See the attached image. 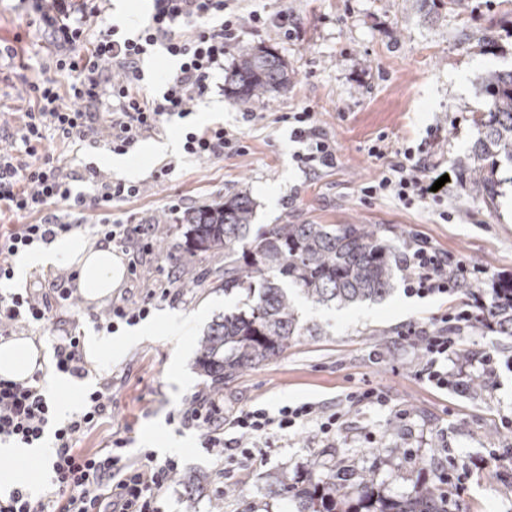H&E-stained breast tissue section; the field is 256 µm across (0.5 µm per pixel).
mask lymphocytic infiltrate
Instances as JSON below:
<instances>
[{
  "mask_svg": "<svg viewBox=\"0 0 512 512\" xmlns=\"http://www.w3.org/2000/svg\"><path fill=\"white\" fill-rule=\"evenodd\" d=\"M33 2L32 23L52 44L54 53L43 66V79L29 87L33 104L23 113L21 123L0 120V202L7 212L32 215L36 221L0 229V281L13 279L12 260L20 252L38 243H52L77 229L87 213L143 192L136 183L107 180L92 166L82 175L73 174L61 156L46 149L47 139L75 149L102 139L113 153L127 154L173 117L192 114L210 92L213 74L223 68L224 51L237 41L242 25L256 32L274 28L286 36L291 33L287 10L273 15L253 11L244 17L234 0H154L150 24L132 37L109 23L106 0ZM92 24L98 28L93 38L88 35ZM157 47L175 59L178 67L165 78L162 93L151 95L143 84L141 62ZM104 101L108 111H90V104ZM279 120L291 124L294 137L307 146L298 156L302 167L316 170L335 165L336 142L318 125L311 108L283 113ZM183 150L188 156L212 161L245 154L248 147L243 137L218 125L188 133ZM78 178L94 186V195L73 192L72 183ZM432 185L407 150L396 153L386 171L366 183L361 192L368 200L390 195L410 205L431 196ZM96 234L102 243L118 249L135 241L145 250L153 248V225L131 218L102 217ZM403 263L408 270L405 292L411 297L455 293L458 277L475 273L424 239L404 254ZM73 280V275H62L22 293L1 294L0 338H11L70 310ZM170 293L167 287L152 289L137 303L113 298L102 321L110 330L121 322L133 323L149 314L154 301ZM481 322L476 303L465 301L438 316L430 327L403 329L400 340L423 355L418 378L440 390L466 389V380L449 375L452 363L462 368L474 363L481 375L493 376L498 364L493 353L473 356L459 343L462 332ZM52 367L77 379L87 376L79 333L71 330L58 337ZM45 377L38 369L24 381L0 378V441L35 448L45 436L53 438L47 493L35 499L26 489H13L7 497H0V512H160L158 502L178 472L175 460H158L151 451L129 456V439L119 431L99 449L88 451L77 445L81 435L111 417V382L86 392L81 411L60 422ZM178 416L184 425L199 431L203 448L233 464L242 457L253 458L258 441L273 443L309 423L315 425L321 440H330L344 414L336 408L325 410L303 403L283 405L274 414L251 407L228 416L223 399L198 393ZM228 428L233 431L229 438L224 435Z\"/></svg>",
  "mask_w": 512,
  "mask_h": 512,
  "instance_id": "obj_1",
  "label": "lymphocytic infiltrate"
}]
</instances>
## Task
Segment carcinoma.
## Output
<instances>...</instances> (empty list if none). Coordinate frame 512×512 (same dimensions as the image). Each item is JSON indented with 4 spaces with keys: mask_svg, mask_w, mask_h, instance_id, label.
<instances>
[{
    "mask_svg": "<svg viewBox=\"0 0 512 512\" xmlns=\"http://www.w3.org/2000/svg\"><path fill=\"white\" fill-rule=\"evenodd\" d=\"M290 83L286 60L262 46L241 49L225 78L228 94L243 102L268 100ZM481 84L488 103L476 120L477 137L452 164L461 180L478 185L492 201L498 160L512 169V68L486 70ZM252 217L253 202L241 192L214 199L180 220L190 256L224 255L218 287L226 295H240L243 305L213 320L199 340V368L216 387L280 356L305 333H317L301 323L296 295L322 305L375 301L407 274L392 261L391 245L364 224H269L251 238ZM482 313L501 335L512 337V279L496 285ZM355 486L352 504L347 479L317 464L304 485L282 491L299 500L298 512H440L437 483L401 501L380 497L368 476Z\"/></svg>",
    "mask_w": 512,
    "mask_h": 512,
    "instance_id": "carcinoma-1",
    "label": "carcinoma"
}]
</instances>
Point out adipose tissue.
<instances>
[{"mask_svg": "<svg viewBox=\"0 0 512 512\" xmlns=\"http://www.w3.org/2000/svg\"><path fill=\"white\" fill-rule=\"evenodd\" d=\"M62 265H70L78 270L77 289L87 303L95 304L111 298L123 286V258L111 248L97 245L82 236L57 237L35 255L23 257L18 263V270L23 273L39 267L48 271ZM154 332V326L150 325L124 336L93 334L84 340V353L90 361L105 356H118L128 346ZM43 363L40 350L28 337L17 336L0 343V376L21 380L30 376Z\"/></svg>", "mask_w": 512, "mask_h": 512, "instance_id": "ef3b65f1", "label": "adipose tissue"}]
</instances>
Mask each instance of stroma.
I'll return each mask as SVG.
<instances>
[{
    "label": "stroma",
    "instance_id": "35a3bbf8",
    "mask_svg": "<svg viewBox=\"0 0 512 512\" xmlns=\"http://www.w3.org/2000/svg\"><path fill=\"white\" fill-rule=\"evenodd\" d=\"M470 3L461 10L449 7L448 0H246L248 11L271 15L287 9L298 31L286 39L273 28L259 34L243 28L238 42L226 48L224 66H234L240 47H269L293 72L287 92L263 103H245L212 91L194 115L173 120L151 139L184 137L203 128V115L213 112L217 124L244 137L247 154L207 162L182 152L172 155L175 171L161 185L151 182L161 158L140 147L127 154L135 181L146 183L147 191L111 208L110 216L131 213L141 223L166 225L168 235L155 239L153 253L135 245L124 251L125 261L137 263L140 279L125 282L123 290L137 302L147 289L169 283L170 297L156 301L149 318L176 314L174 332L183 337L186 351L177 354L168 339L172 331L163 326L122 357L102 358L85 383L94 387L113 378L112 417L83 435L79 445L99 448L121 430L131 439L129 454L135 455L150 446L144 436L151 429V446L164 459L169 442H181L183 451L176 456L181 479L161 499V512H297L292 498L270 490L302 485L316 459L348 475L372 477L389 500L414 495L453 466L468 477L462 489L449 490L448 512H512V454L507 451L512 433L501 427L503 416L512 417V337L493 327L466 331L470 353L488 351L500 363L484 387L456 393L419 380V352L397 337L403 327L427 326L434 315L462 303L461 293L420 299L407 296L399 281L390 296L358 306L299 302L303 319L319 325L321 335L301 337L280 357L239 373L218 390L229 412L253 404L273 413L287 403L334 407L346 393L367 386L389 396L387 407H343L344 425L332 447H324L315 427L306 425L283 438L263 461L246 463L237 480L226 483L218 475L221 461L202 448L199 432L175 416L194 393L215 391L197 367L198 341L216 316L234 310L238 298L209 280L185 284L187 262L212 270L223 266L224 258H190L170 200L188 210L243 191L254 204L256 232L268 224H368L391 244L394 256L420 236L467 265L483 267L480 288L512 278V182L501 183L489 203L477 187L450 173L453 159L476 138L475 118L486 109L482 75L490 68H512V0ZM30 17V0H0V39L16 42L19 51L16 60L0 64V113L27 111L28 85L42 78L46 54ZM489 34L494 43L486 42ZM307 106L314 107L320 125L336 141L335 167L303 171L296 155L304 151V143L271 118L272 113ZM247 112H261L265 118L247 123ZM382 134L390 150L411 149L428 171L449 172L439 201L407 206L391 197L364 200L362 186L385 166L368 153ZM270 187L279 190L272 206L265 195ZM444 211L449 220L441 219ZM99 311L79 298L70 311L47 325L31 326L27 335L49 356L64 330L98 331ZM399 409L406 412L405 420L396 419ZM192 475L203 476L204 483L191 500L182 480Z\"/></svg>",
    "mask_w": 512,
    "mask_h": 512
}]
</instances>
